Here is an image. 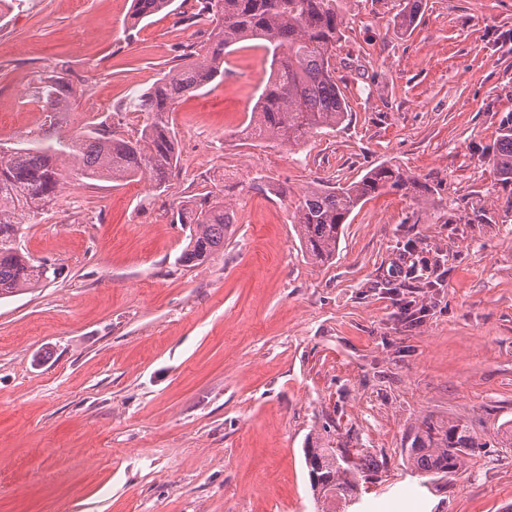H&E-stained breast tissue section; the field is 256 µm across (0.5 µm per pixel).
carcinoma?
Masks as SVG:
<instances>
[{
    "mask_svg": "<svg viewBox=\"0 0 512 512\" xmlns=\"http://www.w3.org/2000/svg\"><path fill=\"white\" fill-rule=\"evenodd\" d=\"M174 0H133L134 23L170 7ZM344 0H201L200 12L211 29L208 39L182 54L175 72L158 78L129 99L125 109L146 112L148 121L131 138H116L98 129L66 141L15 148L0 156V299L34 288L48 279L50 267L16 245L18 225L31 214L55 204L66 183V171L87 179L120 183L146 179L153 191L165 188L176 164V141L169 116L185 95L224 76V53L250 40H260L271 80L265 85L245 130L255 139L293 148L310 135L335 128L348 115L330 60L343 24ZM37 98L46 112L69 109L74 90L54 75L41 81ZM495 165L512 181V123L503 128ZM417 180L379 165L343 186L313 183L292 206V224L303 252L325 264L333 259L351 214L383 189L411 194ZM175 222L189 225L188 243L178 258L186 267L209 262L224 251L233 224L232 210L208 193L204 201L181 205ZM470 428L453 420L424 418L402 449L419 486L440 487V481L462 471L475 448H485ZM315 503L338 497L350 506L360 499V485L374 474L359 452L333 445L318 435L304 449Z\"/></svg>",
    "mask_w": 512,
    "mask_h": 512,
    "instance_id": "1",
    "label": "carcinoma"
}]
</instances>
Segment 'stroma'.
<instances>
[{
    "label": "stroma",
    "instance_id": "stroma-1",
    "mask_svg": "<svg viewBox=\"0 0 512 512\" xmlns=\"http://www.w3.org/2000/svg\"><path fill=\"white\" fill-rule=\"evenodd\" d=\"M345 0L332 66L348 102L297 150L240 132L268 75L264 52L170 116L178 160L147 181L70 177L16 243L55 278L0 299V512H316L304 448L329 430L380 469L357 512H503L512 448V184L493 157L512 120V0ZM128 25L131 0H0V149L104 126L206 41L198 0ZM75 90L65 112L43 78ZM386 164L424 198L389 190L356 209L336 258L302 252L292 205L312 182ZM227 189L223 253L186 267L180 203ZM436 288H403L407 250ZM423 307L399 314L392 294ZM428 416L482 449L415 501L402 450ZM41 107L46 112H64L71 105L74 90L62 77L47 76L36 91Z\"/></svg>",
    "mask_w": 512,
    "mask_h": 512
}]
</instances>
